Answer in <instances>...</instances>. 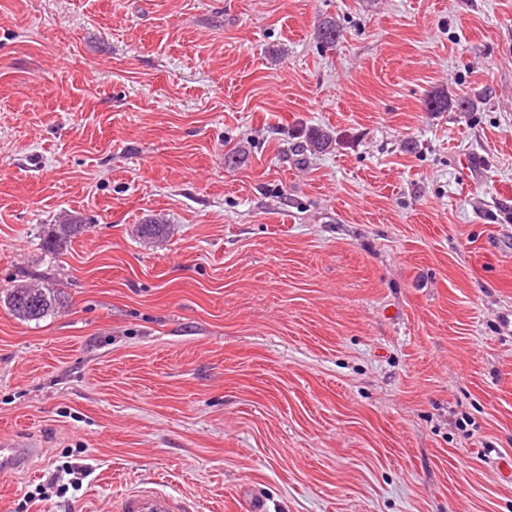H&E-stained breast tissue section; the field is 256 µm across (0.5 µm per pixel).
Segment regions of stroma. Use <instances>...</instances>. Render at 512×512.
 Masks as SVG:
<instances>
[{
	"label": "stroma",
	"mask_w": 512,
	"mask_h": 512,
	"mask_svg": "<svg viewBox=\"0 0 512 512\" xmlns=\"http://www.w3.org/2000/svg\"><path fill=\"white\" fill-rule=\"evenodd\" d=\"M12 432L0 512H512V0H0ZM428 110L431 112H467L470 109V103L467 100L457 98L451 99L446 95H430L428 98ZM84 231L85 224L78 218H75L74 222L61 224L60 221V224H53L48 248L56 253L66 251L72 240ZM26 286L27 288H24ZM12 316L21 321H40L54 314L63 303L62 291L56 284H17L6 295ZM38 447L22 439H0V471L20 470L38 453ZM116 512H182L173 495L153 490H135L126 494L115 506Z\"/></svg>",
	"instance_id": "stroma-1"
}]
</instances>
